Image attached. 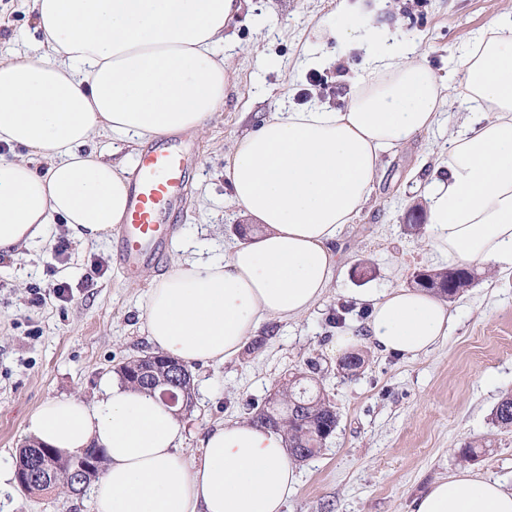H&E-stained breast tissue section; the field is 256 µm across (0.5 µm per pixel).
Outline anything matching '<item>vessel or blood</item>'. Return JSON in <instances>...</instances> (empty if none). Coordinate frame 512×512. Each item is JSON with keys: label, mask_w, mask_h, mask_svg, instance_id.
I'll return each instance as SVG.
<instances>
[{"label": "vessel or blood", "mask_w": 512, "mask_h": 512, "mask_svg": "<svg viewBox=\"0 0 512 512\" xmlns=\"http://www.w3.org/2000/svg\"><path fill=\"white\" fill-rule=\"evenodd\" d=\"M194 151V143L180 135L134 158L129 173L132 193L124 220L115 228L116 260L123 275H135L143 264L160 259L169 246L172 227L166 217L185 192Z\"/></svg>", "instance_id": "b4317fda"}]
</instances>
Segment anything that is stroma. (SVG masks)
Listing matches in <instances>:
<instances>
[{"mask_svg": "<svg viewBox=\"0 0 512 512\" xmlns=\"http://www.w3.org/2000/svg\"><path fill=\"white\" fill-rule=\"evenodd\" d=\"M340 0H243L224 53L235 69L233 88L204 133L175 220L189 244L223 249L240 241L247 220L232 206L224 156L258 117L318 99L343 107L364 57L360 47L319 41L320 21H342ZM512 24V0H382L379 21L397 38L421 44L424 63L448 78L455 57L492 19ZM41 36L31 0H0V55L37 53ZM320 44L333 63L324 81L309 85L301 67L307 44ZM265 55L268 65L257 62ZM439 130L417 135L387 154L371 198L336 240L339 265L323 299L295 321L271 320L252 336V348L219 365L191 367L195 406L184 413L188 433L182 452L200 454L206 431L249 418L294 369L308 359L321 366L324 393L338 415L335 431L315 457L298 463L299 483L285 512H413L416 500L438 478L460 468L512 489V427L497 426L494 411L512 394V271L477 268V279L448 307L455 316L448 337L426 355L407 359L363 339L365 363L344 374L337 334H361L367 310L359 294L408 288L412 276L436 266L426 240L427 206L414 181L446 158L448 135L470 119L458 81ZM53 224L48 243L0 255V464L15 465L28 419L46 400L73 394L92 401L118 366L152 353L142 314L150 281L167 263L143 267L125 279L113 241L55 246L66 236ZM103 273L94 285L83 276L92 261ZM72 287L71 300L36 288L55 282ZM476 445L463 459L465 444ZM0 512H94L91 492L71 495L57 487L28 493L16 481L0 489Z\"/></svg>", "mask_w": 512, "mask_h": 512, "instance_id": "35a3bbf8", "label": "stroma"}]
</instances>
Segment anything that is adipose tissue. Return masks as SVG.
Masks as SVG:
<instances>
[{
    "label": "adipose tissue",
    "mask_w": 512,
    "mask_h": 512,
    "mask_svg": "<svg viewBox=\"0 0 512 512\" xmlns=\"http://www.w3.org/2000/svg\"><path fill=\"white\" fill-rule=\"evenodd\" d=\"M241 0H32L41 54L0 56V254L45 241L54 220L79 245L122 223L124 161L97 138L139 144L202 132L234 83L220 51ZM321 33L365 47L344 109L281 108L226 155L229 200L260 235L204 261L173 259L153 277L144 309L150 342L185 364H221L269 319L305 315L330 288L333 243L368 202L381 157L433 130L449 86L418 43L374 25L360 0ZM479 112L448 138V159L420 181L434 255L512 269V26L491 22L454 62ZM43 168H36L34 160ZM369 341L384 352L428 353L451 327L442 300L392 288L370 296ZM187 427L159 396L120 381L97 398L46 401L24 431L67 456L106 449L95 512H284L298 483L280 433L236 420L214 426L201 456L181 454ZM414 512H512V489L461 469L436 480Z\"/></svg>",
    "instance_id": "1"
}]
</instances>
